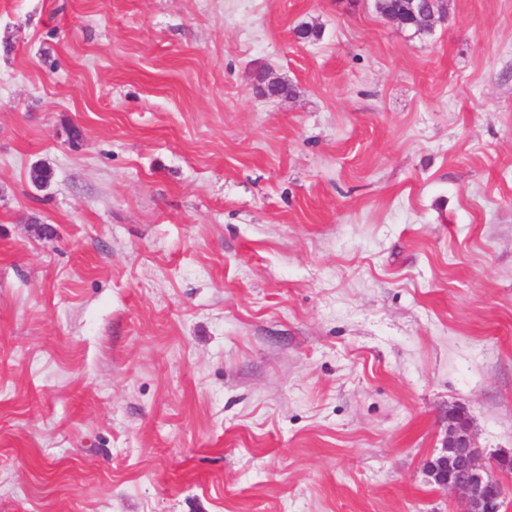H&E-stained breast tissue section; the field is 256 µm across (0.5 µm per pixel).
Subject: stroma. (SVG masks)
I'll return each mask as SVG.
<instances>
[{
	"instance_id": "obj_1",
	"label": "stroma",
	"mask_w": 512,
	"mask_h": 512,
	"mask_svg": "<svg viewBox=\"0 0 512 512\" xmlns=\"http://www.w3.org/2000/svg\"><path fill=\"white\" fill-rule=\"evenodd\" d=\"M454 407L512 453V0H0V512H461Z\"/></svg>"
}]
</instances>
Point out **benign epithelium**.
Instances as JSON below:
<instances>
[{
  "label": "benign epithelium",
  "mask_w": 512,
  "mask_h": 512,
  "mask_svg": "<svg viewBox=\"0 0 512 512\" xmlns=\"http://www.w3.org/2000/svg\"><path fill=\"white\" fill-rule=\"evenodd\" d=\"M481 456L468 416L461 410L452 411L441 451L426 463V472L440 489L458 496L463 512H502L512 498V483L500 474H512V455L499 454L485 464Z\"/></svg>",
  "instance_id": "obj_1"
}]
</instances>
